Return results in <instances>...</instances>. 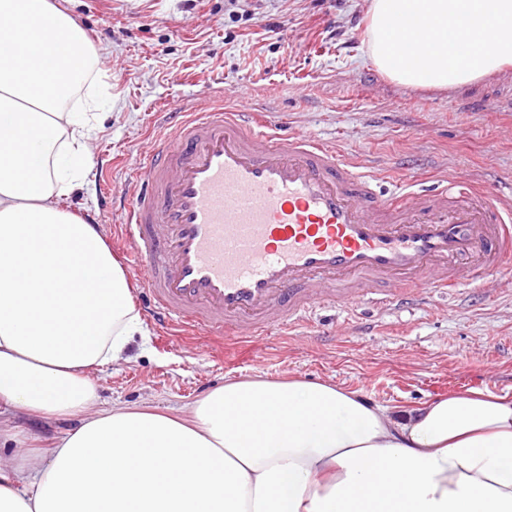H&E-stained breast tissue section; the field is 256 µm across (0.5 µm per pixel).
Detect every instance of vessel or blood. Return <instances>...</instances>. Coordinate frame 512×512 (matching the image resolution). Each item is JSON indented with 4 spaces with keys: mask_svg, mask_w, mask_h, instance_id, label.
<instances>
[{
    "mask_svg": "<svg viewBox=\"0 0 512 512\" xmlns=\"http://www.w3.org/2000/svg\"><path fill=\"white\" fill-rule=\"evenodd\" d=\"M240 105L177 112L118 194L146 317L181 335L259 338L314 308L419 304L512 262V197L416 190Z\"/></svg>",
    "mask_w": 512,
    "mask_h": 512,
    "instance_id": "b4317fda",
    "label": "vessel or blood"
}]
</instances>
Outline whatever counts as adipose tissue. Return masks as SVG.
<instances>
[{"instance_id": "adipose-tissue-1", "label": "adipose tissue", "mask_w": 512, "mask_h": 512, "mask_svg": "<svg viewBox=\"0 0 512 512\" xmlns=\"http://www.w3.org/2000/svg\"><path fill=\"white\" fill-rule=\"evenodd\" d=\"M418 18L403 43L391 24ZM392 82L460 89L512 67V0H369ZM98 56L51 0H0V439L22 418L77 429L0 457V512H512V395L418 407L331 381L248 376L191 406L100 402L97 374L148 349L133 286L60 199L95 125L69 103Z\"/></svg>"}]
</instances>
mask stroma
I'll return each instance as SVG.
<instances>
[{
	"label": "stroma",
	"instance_id": "stroma-1",
	"mask_svg": "<svg viewBox=\"0 0 512 512\" xmlns=\"http://www.w3.org/2000/svg\"><path fill=\"white\" fill-rule=\"evenodd\" d=\"M100 55L112 104L85 175L64 205L113 229L102 204L156 148L165 112L200 103L270 113L291 134L336 143L366 171L405 168L419 184L465 181L512 196V70L459 90L392 83L370 59L369 0H56ZM98 375L103 401L187 406L261 372L332 381L365 399L415 406L469 388L512 393V267L482 293L433 304L319 309L299 335L273 333L221 357L207 338L162 339Z\"/></svg>",
	"mask_w": 512,
	"mask_h": 512
}]
</instances>
